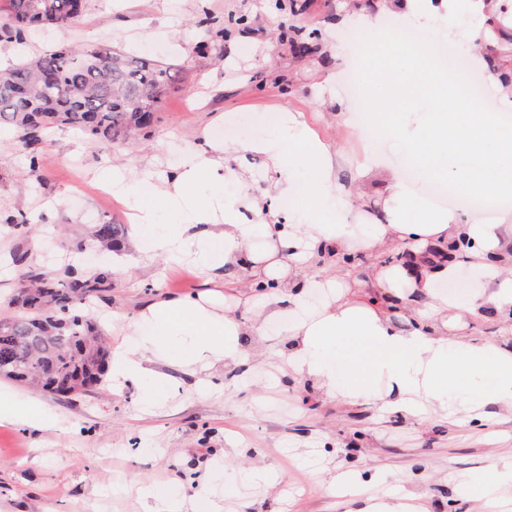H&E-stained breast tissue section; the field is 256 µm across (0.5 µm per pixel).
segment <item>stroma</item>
<instances>
[{
  "instance_id": "35a3bbf8",
  "label": "stroma",
  "mask_w": 512,
  "mask_h": 512,
  "mask_svg": "<svg viewBox=\"0 0 512 512\" xmlns=\"http://www.w3.org/2000/svg\"><path fill=\"white\" fill-rule=\"evenodd\" d=\"M276 11L274 0H88L82 20L51 28L17 46L0 36V59L12 64L61 44H106L176 64L177 80L154 125L120 148L72 130L47 132L42 164L31 171L8 130L0 131V209L34 218L28 236L0 228V316L18 288L15 251H34L38 263L59 270L69 261V230L109 220L125 225L121 251H85L80 268L114 274L112 300L96 301L91 316L110 348L128 339L138 312L159 296L192 297L205 290L203 261L168 266L138 262V228L121 201L101 193L104 169L162 175L174 160L196 153L204 139L258 137L264 116L303 112L323 139L353 158L340 177H357L365 153L358 139L336 129L330 107L319 99H347L346 79L360 80L356 25L332 31L328 18L372 0H293ZM247 24H238V17ZM288 19L294 29L277 27ZM223 38H216V30ZM331 37L349 65L336 70L329 49L297 56L291 38ZM232 124L218 122V115ZM56 219L41 222L46 207ZM265 363L251 355L194 370L159 366L176 378L166 402L142 410L146 384L64 400L29 386L0 380L18 398H38L49 419L37 426L0 425V512H143L144 483H180L192 489L201 476L230 485L221 512H358L362 503L336 483L355 471L363 485L417 500L426 512H482L481 500L460 495L458 484L492 476L512 460V416L489 422L424 421L375 404L350 406L326 396L312 382L281 374L280 349ZM261 462L268 484L233 480L238 464Z\"/></svg>"
}]
</instances>
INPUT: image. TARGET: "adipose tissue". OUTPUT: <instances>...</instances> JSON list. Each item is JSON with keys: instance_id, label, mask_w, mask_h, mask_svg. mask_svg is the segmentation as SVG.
<instances>
[{"instance_id": "adipose-tissue-1", "label": "adipose tissue", "mask_w": 512, "mask_h": 512, "mask_svg": "<svg viewBox=\"0 0 512 512\" xmlns=\"http://www.w3.org/2000/svg\"><path fill=\"white\" fill-rule=\"evenodd\" d=\"M456 2L425 9L421 0H378L375 12L355 14L368 33L366 84L381 101L367 121L372 134L402 140L426 177L494 201L512 194V126L475 109L460 111L464 97L450 73L433 64L426 46H399L396 28L383 23L422 10L436 16ZM464 2L485 31L470 60L511 109L512 61L488 59L491 47L512 38V25L502 24L507 0ZM398 48L404 62L394 69L388 59ZM267 122V136L211 144L160 180L131 178L117 168L99 174L131 212L142 257L179 264L185 244H192L207 261L209 282L236 263L251 274L248 292L263 298L246 320L211 290L148 304L132 321L125 347L112 354L114 387L150 380L142 405L151 407L170 395L156 364L232 362L242 337L253 336L255 357L286 340L288 372L350 405L373 401L423 419L478 418L489 405L512 415V214L478 224L432 208L382 160L353 163L319 138L303 113L273 112ZM251 153L264 155L269 166L259 192L246 169L233 166ZM350 165L358 180L348 188L338 173ZM374 180L381 190L371 191ZM375 204L394 221L365 223ZM389 249L397 257L382 263ZM359 252L374 259L365 296L349 286V260ZM459 254L473 259L485 278L461 303L437 291L455 276ZM311 288L323 294L315 307L305 300ZM286 309L293 320L283 319ZM396 314L406 317V329L397 328ZM488 315L502 323L499 336L461 337L466 319ZM273 323L280 336L270 331Z\"/></svg>"}]
</instances>
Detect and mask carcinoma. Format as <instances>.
<instances>
[{
	"mask_svg": "<svg viewBox=\"0 0 512 512\" xmlns=\"http://www.w3.org/2000/svg\"><path fill=\"white\" fill-rule=\"evenodd\" d=\"M78 0H8L9 39L22 42L42 27H70L87 10H75ZM176 78L175 65L106 45L59 46L24 57L0 68V126L14 132L16 147L29 168L41 163L46 133L70 128L106 145L126 144L136 131L150 128ZM0 223L18 234L31 222L23 213L8 211ZM125 225L103 221L93 226L91 240L114 251L121 249ZM21 269V284L0 317V376L61 396L85 393L93 380L103 385L110 351L86 301L112 300L113 274L91 275L68 265L50 272L26 251L13 256Z\"/></svg>",
	"mask_w": 512,
	"mask_h": 512,
	"instance_id": "cac0c4a2",
	"label": "carcinoma"
}]
</instances>
